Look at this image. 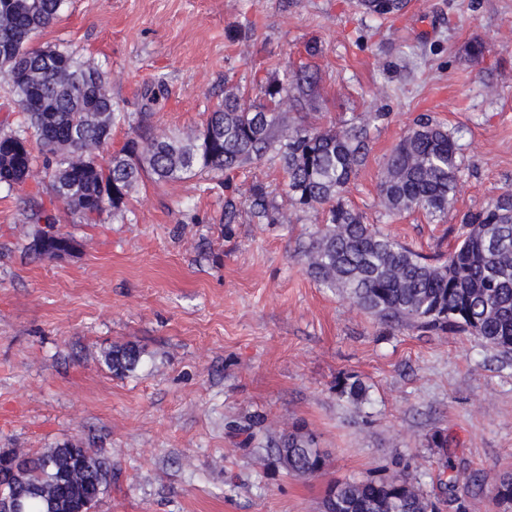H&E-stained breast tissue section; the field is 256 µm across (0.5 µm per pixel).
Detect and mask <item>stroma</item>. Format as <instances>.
I'll return each instance as SVG.
<instances>
[{
	"instance_id": "35a3bbf8",
	"label": "stroma",
	"mask_w": 512,
	"mask_h": 512,
	"mask_svg": "<svg viewBox=\"0 0 512 512\" xmlns=\"http://www.w3.org/2000/svg\"><path fill=\"white\" fill-rule=\"evenodd\" d=\"M310 40L323 52L308 122L389 115L347 203L423 254L447 253L463 215L512 188V0H410L381 24L356 0H68L34 44L101 66L120 110L158 134L200 129L225 90L280 76ZM474 41L487 47L478 61ZM422 113L459 136L456 193L441 222H390L384 158ZM223 180L144 178L98 224L61 213L80 250L52 261L24 251L27 188L0 191V451L72 442L108 457L94 512H321L329 480L399 462L441 512H491L512 474V357L473 335L390 328L309 277L296 249L321 217L291 203L273 156L236 175L231 225ZM254 183L288 223L251 216ZM126 344L142 363L118 377L103 355ZM348 375L368 387L364 403L337 394ZM250 423L273 438L312 432L326 475H289L243 444L236 429ZM435 433L447 447H429Z\"/></svg>"
}]
</instances>
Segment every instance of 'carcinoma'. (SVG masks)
Here are the masks:
<instances>
[{"label": "carcinoma", "mask_w": 512, "mask_h": 512, "mask_svg": "<svg viewBox=\"0 0 512 512\" xmlns=\"http://www.w3.org/2000/svg\"><path fill=\"white\" fill-rule=\"evenodd\" d=\"M408 0H357L362 13L388 19L402 12ZM66 0H0V70L9 75V92L22 119L0 131V188L25 185L24 170L42 158L49 181L28 197L33 231L27 249L44 260L57 258L60 245L73 238L56 231L58 219L47 205L60 202L88 224L106 212L121 209L145 177L157 182L192 178L203 171L230 177L272 153L286 176L285 190L295 205L321 214V224L302 241L298 256L322 287L347 293L360 309L391 327L437 334H469L484 347L512 355V189L464 214L457 244L443 260L417 252L364 222L345 202V193L370 153V131L387 113L373 112L357 123L320 128L305 120L288 122L286 100L306 108L319 84L318 71L307 65L286 67L282 77L258 80L262 102L229 91L210 113L202 129L148 135L133 128L121 149L103 152L112 127L129 121L112 100L107 77L92 90L96 103L111 112L112 126L83 121L90 101L82 97L87 77L97 65L54 48L55 64L66 70L72 91L43 64V50L34 37L60 18ZM91 143L98 154L79 166L72 157ZM39 154H34V149ZM454 134L428 114L413 125L386 155L385 176L378 195L385 215L420 212L432 221L443 218L453 198L461 163ZM49 197L44 203L42 195ZM249 207L260 224L282 219L266 187L249 188ZM142 352L134 345L113 349L104 362L115 375L135 370ZM336 393L361 404L367 387L350 377L336 381ZM270 454L288 456V472L320 476L327 455L313 434L297 428L269 445ZM14 462L0 467V493L20 496L27 512H92L112 482V463L74 443L49 448L35 456L0 452ZM336 498L332 512H439L438 502L424 496L419 477L406 468L385 475L331 481ZM492 501L512 503V475L500 479Z\"/></svg>", "instance_id": "carcinoma-1"}]
</instances>
